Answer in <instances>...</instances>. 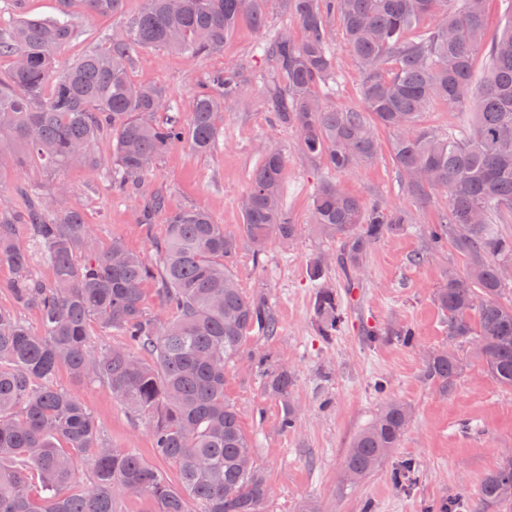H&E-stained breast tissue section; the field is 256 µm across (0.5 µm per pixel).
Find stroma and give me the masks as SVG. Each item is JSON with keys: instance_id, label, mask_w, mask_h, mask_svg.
<instances>
[{"instance_id": "1", "label": "stroma", "mask_w": 512, "mask_h": 512, "mask_svg": "<svg viewBox=\"0 0 512 512\" xmlns=\"http://www.w3.org/2000/svg\"><path fill=\"white\" fill-rule=\"evenodd\" d=\"M143 7L144 0H125L117 16L75 14V34L57 53L60 65L91 48L107 47L108 36L124 33ZM266 15L260 30L241 21L216 55L192 58L156 48L134 56L132 79L166 88L175 110L182 113L189 112L209 72L227 65L242 71L245 104L220 120L215 150L199 154L189 144H177L138 187L122 196L113 195L110 187L109 139L96 143L94 166L50 172L33 159L13 157L0 180V208L24 211L31 198L54 199L58 185H66L69 204L82 210L99 247L118 238L153 264L165 219L157 214L150 224H143L144 196L161 193L172 210L205 208L215 223L235 233L243 222L240 203L250 189L252 170L265 151H280L286 158L283 204L301 232L287 244L271 239L258 257L248 243H241L233 265L243 292L263 299L279 328L273 336L248 338L225 386L271 487L263 512H439L447 504L455 512H512L511 503L479 504L484 479L512 449V388L491 377L471 343L449 341L447 320L435 301L448 266L460 263L452 247L437 253L429 250V227L447 211L448 197L437 193L422 203L402 190L391 160L395 134L388 130L377 132L373 163L346 171H329L304 153L294 130L277 124L266 108V91L275 74L271 61L256 51L258 44L279 32L297 37L301 29L284 0H267ZM330 25L336 82L321 89L320 95L328 105L355 106L361 102L362 75L338 20ZM325 180L364 201L406 209L413 218L407 232L376 242L360 269L347 275L338 266L328 267L325 280L336 289L344 308L343 324L328 341L315 332V290L307 273L312 258L335 255L339 248L310 227L312 194ZM397 324L415 331V347L388 336V329ZM371 332L384 333V340L367 344ZM451 347L463 362L453 384L427 381L424 356ZM267 353L294 373L293 398L300 421L290 431L279 426L281 405L266 391L263 369L256 362ZM380 380L386 383L382 392L375 387ZM57 381L85 405L111 446L136 449L170 482H177V467L153 447L147 416L130 415L104 385L75 383L64 370ZM392 399L412 407L410 426L373 474L346 485L343 465L353 438ZM407 461L415 472L404 486H396L392 474Z\"/></svg>"}]
</instances>
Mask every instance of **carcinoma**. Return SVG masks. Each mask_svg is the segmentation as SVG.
<instances>
[{"label":"carcinoma","mask_w":512,"mask_h":512,"mask_svg":"<svg viewBox=\"0 0 512 512\" xmlns=\"http://www.w3.org/2000/svg\"><path fill=\"white\" fill-rule=\"evenodd\" d=\"M485 0H286L301 28L300 40L282 32L261 46L276 70L266 104L274 120L297 133L309 155L327 169L344 171L378 154L376 131L397 133L392 161L402 189L418 201L448 194V211L430 226L434 249L451 244L462 261L435 300L448 317V339L473 341L487 371L512 388V302L500 268L512 264V236L493 225L512 220V3L500 36L484 45ZM61 16L20 17L0 35V57L13 58L0 74V175L5 150L20 144L43 168L55 171L97 162L98 136L112 134V191L138 186L175 144L197 153L218 144L219 114L242 101L244 79L236 67L208 75L186 120L165 89L134 82L140 49L164 48L188 56L212 55L242 19L266 24L265 0H145L125 36L91 50L65 68L56 53L74 36L77 12L122 13L124 0H59ZM443 20L415 38L408 32L424 15ZM339 20L363 76L361 106L333 107L318 90L335 80L329 54ZM484 50L487 71L476 77L474 55ZM470 111L473 123L440 136L419 123L433 100ZM286 160L267 151L252 172L249 202L241 207L237 235L224 231L201 207L167 211L166 234L157 243L160 271L119 239L96 247L82 213L66 202H29L24 214L0 210V265L12 268L5 285L13 303L40 312L32 332L11 308L0 307V512H121L116 494L153 504L150 512H262L270 496L253 443L241 430L224 394L228 369L242 358L247 338L273 336L278 321L264 301L246 296L232 267L240 240L257 255L267 242L294 240L299 226L282 203ZM165 210V197L148 198L144 218ZM410 213L377 201L366 203L335 183L321 182L312 198V225L340 244L342 269L362 265L368 249L386 235L404 232ZM27 226L54 271L45 283L33 277L29 254L15 225ZM327 262L312 259L317 282L314 322L318 335L336 336L344 309L336 290L320 282ZM152 282L159 308L146 307L143 285ZM98 321L121 341L91 344L88 325ZM266 390L282 408L280 427L297 426L293 373L274 359ZM66 368L79 383L103 382L125 409L144 414L159 455L175 462L178 484L132 449L112 448L92 415L56 384ZM460 368L452 350L429 355L424 378L449 383ZM412 418L409 406L389 401L355 437L344 463L352 484L375 471L398 447ZM94 450L93 481L74 486L75 455ZM37 478L40 494L31 496ZM484 504L512 501V455L483 481Z\"/></svg>","instance_id":"cac0c4a2"}]
</instances>
